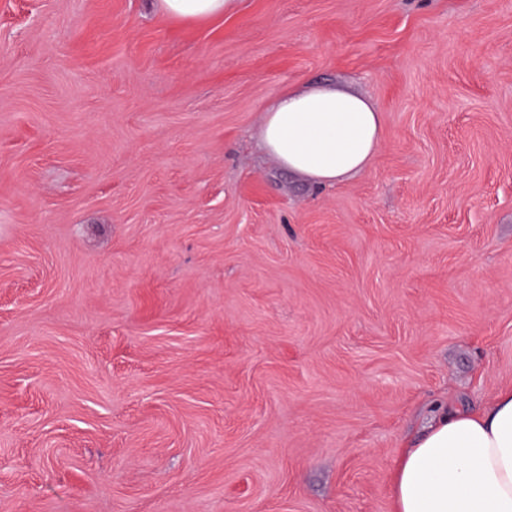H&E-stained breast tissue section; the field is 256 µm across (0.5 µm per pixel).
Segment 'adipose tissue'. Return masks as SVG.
I'll list each match as a JSON object with an SVG mask.
<instances>
[{
  "instance_id": "obj_1",
  "label": "adipose tissue",
  "mask_w": 512,
  "mask_h": 512,
  "mask_svg": "<svg viewBox=\"0 0 512 512\" xmlns=\"http://www.w3.org/2000/svg\"><path fill=\"white\" fill-rule=\"evenodd\" d=\"M235 0H157L181 20L231 12ZM260 144L319 185L367 169L382 145L381 114L367 97L330 85L291 88L267 107ZM394 512H512V389L480 413L440 409L404 448L392 473Z\"/></svg>"
}]
</instances>
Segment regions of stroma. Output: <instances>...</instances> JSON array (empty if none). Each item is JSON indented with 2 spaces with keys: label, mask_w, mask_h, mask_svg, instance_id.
I'll use <instances>...</instances> for the list:
<instances>
[{
  "label": "stroma",
  "mask_w": 512,
  "mask_h": 512,
  "mask_svg": "<svg viewBox=\"0 0 512 512\" xmlns=\"http://www.w3.org/2000/svg\"><path fill=\"white\" fill-rule=\"evenodd\" d=\"M370 97L342 183L257 147ZM512 388V0H0V512H393ZM236 0H157L160 13L181 20H198L224 16L235 7ZM260 144L288 170L333 186L372 164L382 145L381 112L336 86L290 88L268 105Z\"/></svg>",
  "instance_id": "stroma-1"
}]
</instances>
